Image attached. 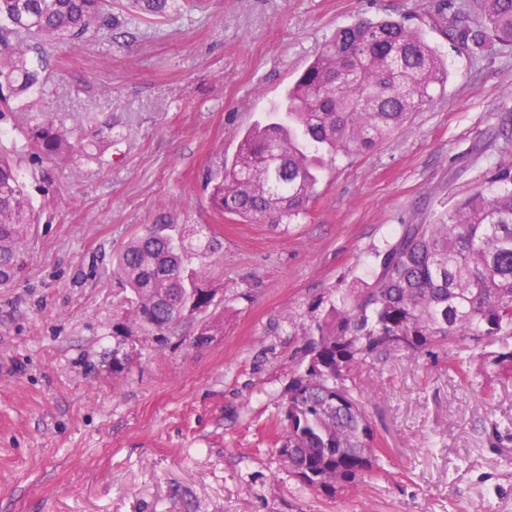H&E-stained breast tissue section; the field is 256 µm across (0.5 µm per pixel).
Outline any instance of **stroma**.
<instances>
[{
	"label": "stroma",
	"mask_w": 512,
	"mask_h": 512,
	"mask_svg": "<svg viewBox=\"0 0 512 512\" xmlns=\"http://www.w3.org/2000/svg\"><path fill=\"white\" fill-rule=\"evenodd\" d=\"M444 0H208L47 58L43 110L91 113L98 159L19 171L40 209L20 281L0 286V512H512V376L465 384L448 353L365 366L354 396L383 469L325 496L275 450L304 332L370 280L404 224L512 160V46L452 42ZM418 27L448 66L433 102L371 151L337 157L307 212L257 224L211 207L231 160L337 26ZM155 224L222 244L208 311L164 342L133 336L112 374V255ZM223 320L210 343L193 340Z\"/></svg>",
	"instance_id": "1"
}]
</instances>
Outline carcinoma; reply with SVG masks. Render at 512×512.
I'll use <instances>...</instances> for the list:
<instances>
[{
	"mask_svg": "<svg viewBox=\"0 0 512 512\" xmlns=\"http://www.w3.org/2000/svg\"><path fill=\"white\" fill-rule=\"evenodd\" d=\"M141 14L165 18L175 0H136ZM112 0H0V121L22 110L44 83L29 59L57 45H84L121 27ZM448 37L465 46L512 45V0L448 3ZM448 70L421 31L401 20L360 19L336 29L288 87L273 117L242 136L233 159L207 177L212 207L253 222L280 224L306 214L327 160L372 150L429 104ZM86 116L68 126L40 111L23 138L44 163L92 158ZM0 152V285L18 281L36 209L14 153ZM155 224L114 258L123 297L114 336L161 339L173 325L214 302L205 265L210 239L194 265L171 233ZM370 281L348 289L305 333L307 363L288 385L286 435L276 449L288 476L325 495L381 468L372 425L352 396L370 361L448 349L464 380L470 345L497 346L490 365L512 373V161H497L433 224H403L376 253Z\"/></svg>",
	"mask_w": 512,
	"mask_h": 512,
	"instance_id": "cac0c4a2",
	"label": "carcinoma"
}]
</instances>
